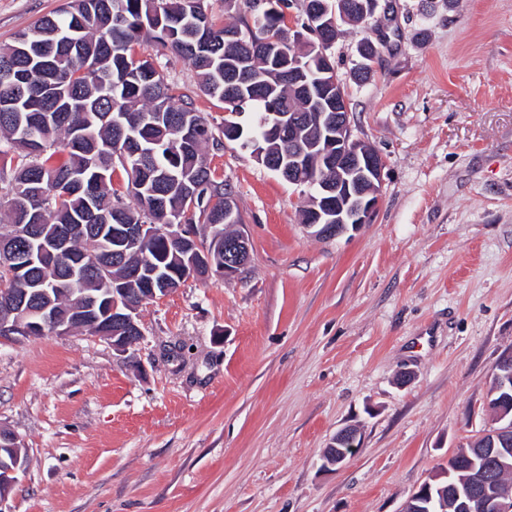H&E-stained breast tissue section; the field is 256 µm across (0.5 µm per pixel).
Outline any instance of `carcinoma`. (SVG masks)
<instances>
[{"mask_svg": "<svg viewBox=\"0 0 512 512\" xmlns=\"http://www.w3.org/2000/svg\"><path fill=\"white\" fill-rule=\"evenodd\" d=\"M250 14L220 21L205 0H68L0 45V99L20 100V111L0 112V159L10 160V174L0 171L6 195L34 177L56 190L38 207L32 236L3 237L14 251L33 255L20 268L0 266V298L16 288L37 300L48 292L54 309L70 313L75 328L90 336L112 331V292L103 282L124 277L112 259V225L201 224L200 235L216 263L224 261V240L236 232L224 212L207 199L223 198L224 182L202 160L208 143L224 147V128L214 129L196 111L190 96L169 82L163 69L136 48L159 44L193 64L200 90L232 112H249L252 121L236 139L240 147L261 139L273 121L271 113L333 112L328 99L308 103L288 82L290 55L296 51L284 30L289 0H246ZM336 12V0H306L304 16ZM379 47L361 45L357 76L370 74ZM65 151L68 161L49 165ZM121 172L126 191L114 188ZM137 172L144 188L132 184ZM107 179H101V174ZM82 182L79 192L67 189L68 177ZM71 233V251L49 252L50 240ZM197 256L174 253L157 240L140 243L129 260L151 271L155 287L190 267ZM100 297L97 309L81 311L76 299Z\"/></svg>", "mask_w": 512, "mask_h": 512, "instance_id": "carcinoma-1", "label": "carcinoma"}]
</instances>
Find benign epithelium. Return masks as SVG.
Listing matches in <instances>:
<instances>
[{"label": "benign epithelium", "mask_w": 512, "mask_h": 512, "mask_svg": "<svg viewBox=\"0 0 512 512\" xmlns=\"http://www.w3.org/2000/svg\"><path fill=\"white\" fill-rule=\"evenodd\" d=\"M391 0H370L357 4L361 21H379L378 11L388 13ZM336 86V112L332 126L336 134L320 148L327 170L318 178L310 175L305 152L288 151L277 156L271 166L288 174V183L314 188V196L304 227L318 238H334L369 224L376 212L383 180L384 161L374 149H369L352 138L349 102L341 81L334 77ZM303 129L302 120L279 122L271 130L270 139L286 135L298 138ZM120 247L115 252L126 254V246L137 244L151 237L162 238L176 250L192 253L200 248L199 237L190 224H118L113 229ZM249 260L247 237L239 234L233 241L224 242V264L215 266L207 262L206 276L216 281L239 274V269ZM28 292L14 296L13 301L0 308V341L29 338L44 325H27L18 316L25 307ZM139 307L127 305L119 309L112 304V322L119 335H112V349L124 352L138 343L143 336L135 322ZM496 387L500 395L495 411L494 426L473 438L448 461V466L431 475L408 498L401 512H429L431 502L441 499L443 510L451 512H512V493L504 492L498 483L499 472L512 471V447L500 444L512 439V355H504L495 367ZM357 431L347 427L336 433L331 448L323 456L325 469H339L346 464L355 448ZM0 443L10 453V458L0 455V503L5 500L18 474L25 469L26 458L16 449L22 447L20 438L13 432L0 428Z\"/></svg>", "instance_id": "obj_1"}]
</instances>
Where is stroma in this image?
<instances>
[{
  "label": "stroma",
  "instance_id": "35a3bbf8",
  "mask_svg": "<svg viewBox=\"0 0 512 512\" xmlns=\"http://www.w3.org/2000/svg\"><path fill=\"white\" fill-rule=\"evenodd\" d=\"M64 0H0V44ZM366 82L332 48L353 138L385 168L371 223L306 231L309 190L205 148L249 240L244 271L143 306L119 353L81 333L0 342V427L27 466L5 512H400L489 425L512 351V0H392ZM157 55L213 126L193 66ZM359 430L340 470L321 456Z\"/></svg>",
  "mask_w": 512,
  "mask_h": 512
}]
</instances>
